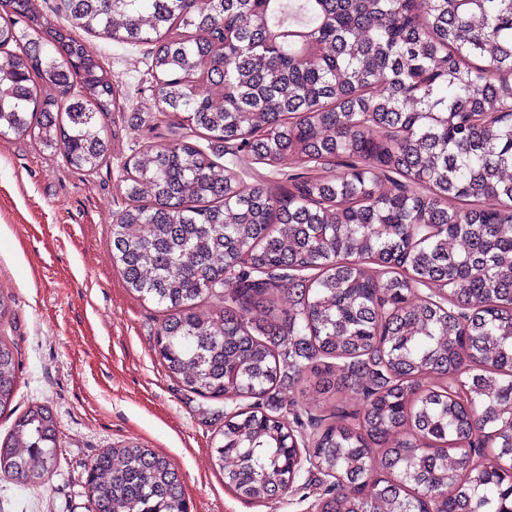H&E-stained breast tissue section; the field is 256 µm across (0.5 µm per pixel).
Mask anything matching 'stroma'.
Returning <instances> with one entry per match:
<instances>
[{"mask_svg": "<svg viewBox=\"0 0 512 512\" xmlns=\"http://www.w3.org/2000/svg\"><path fill=\"white\" fill-rule=\"evenodd\" d=\"M82 40L121 89V106L106 120L108 163L84 175L30 143L0 138V292L15 300L0 336L19 364L0 436L34 404L58 422L49 481L24 485L0 475V512H92V462L130 442L172 460L190 512H310L305 472L301 487L264 503L225 486L213 443L227 404L184 391L168 376L156 349L161 311L132 295L112 265L111 224L127 205L122 165L133 150L167 143L174 116L156 108L148 46Z\"/></svg>", "mask_w": 512, "mask_h": 512, "instance_id": "stroma-1", "label": "stroma"}]
</instances>
